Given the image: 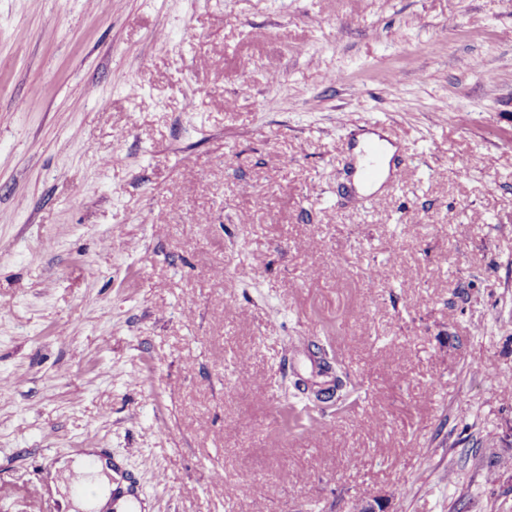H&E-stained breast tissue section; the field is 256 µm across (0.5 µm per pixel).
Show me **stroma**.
I'll return each mask as SVG.
<instances>
[{"instance_id":"1","label":"stroma","mask_w":512,"mask_h":512,"mask_svg":"<svg viewBox=\"0 0 512 512\" xmlns=\"http://www.w3.org/2000/svg\"><path fill=\"white\" fill-rule=\"evenodd\" d=\"M1 377L0 512H512V0H0ZM284 413L288 420V428L303 427L313 421L309 399L303 400L294 394L288 397V411ZM99 448H79L62 458L55 466L51 474L50 486L55 493L57 488L66 493L68 480L70 490L69 497L62 500L63 508L68 512H112V489L117 483L112 482V477L119 479L116 470L112 469V460L101 458L96 452ZM96 460V467L87 466V459ZM86 486L87 496H79L73 489Z\"/></svg>"}]
</instances>
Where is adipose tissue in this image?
I'll return each mask as SVG.
<instances>
[{
	"label": "adipose tissue",
	"mask_w": 512,
	"mask_h": 512,
	"mask_svg": "<svg viewBox=\"0 0 512 512\" xmlns=\"http://www.w3.org/2000/svg\"><path fill=\"white\" fill-rule=\"evenodd\" d=\"M115 475L111 460L98 457L95 449L87 447L71 451L56 464L50 486L54 489L73 487V494L66 499L70 512H112ZM80 486L87 488V495H77L76 489Z\"/></svg>",
	"instance_id": "adipose-tissue-1"
}]
</instances>
